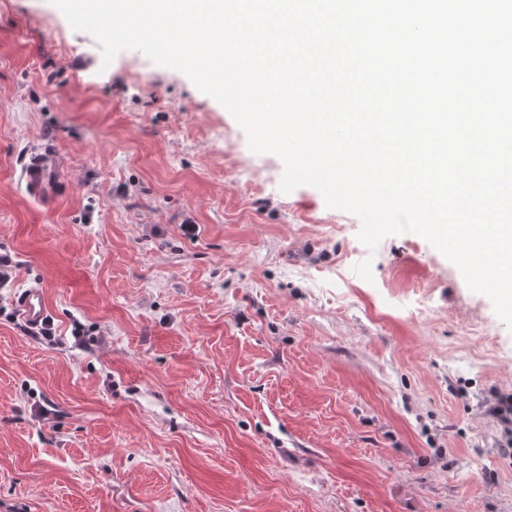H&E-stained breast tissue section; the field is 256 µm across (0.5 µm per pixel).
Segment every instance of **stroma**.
<instances>
[{
  "instance_id": "obj_1",
  "label": "stroma",
  "mask_w": 512,
  "mask_h": 512,
  "mask_svg": "<svg viewBox=\"0 0 512 512\" xmlns=\"http://www.w3.org/2000/svg\"><path fill=\"white\" fill-rule=\"evenodd\" d=\"M45 142L49 209L19 181ZM283 172L184 74L0 0V512H512V330ZM17 306L22 319L31 326H38L49 317V310L41 289H26L19 296Z\"/></svg>"
}]
</instances>
